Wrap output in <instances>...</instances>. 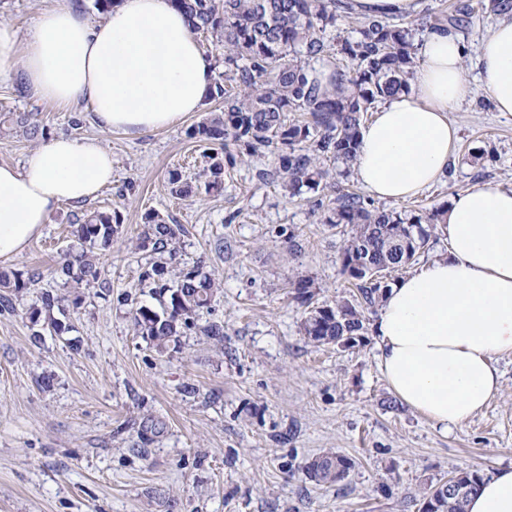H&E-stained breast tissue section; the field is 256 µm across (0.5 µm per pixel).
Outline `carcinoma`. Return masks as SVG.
Here are the masks:
<instances>
[{
    "instance_id": "cac0c4a2",
    "label": "carcinoma",
    "mask_w": 512,
    "mask_h": 512,
    "mask_svg": "<svg viewBox=\"0 0 512 512\" xmlns=\"http://www.w3.org/2000/svg\"><path fill=\"white\" fill-rule=\"evenodd\" d=\"M191 23L192 30L212 39L224 54V79L244 87L231 97L217 84L213 97L224 99V111L213 113L191 136L207 144H224L230 138L239 153L253 155L261 150L276 154L275 174L289 197L317 193L327 188L331 177L324 162L343 165L340 175L348 178L360 146L364 115L375 103L410 90L415 74V51L409 29L380 18H367L354 41H345L341 52L352 62L349 70L338 71L331 87L319 84L311 62L330 54L327 30L348 9L345 0H173ZM491 10L500 15L512 12V0H478L467 6L469 14ZM206 180L194 185L170 174L173 194L190 197L219 193L224 189L225 166L235 156L213 149ZM320 223L351 227L341 255V273L356 288L353 299L332 305L314 306L302 322L304 334L318 344L351 346L364 330L363 310L381 303L389 284L376 275L401 271L425 253L436 226L443 223L445 210L435 208L425 215L410 217L380 209L341 187L336 197L314 201ZM118 214L93 212L73 225L78 247L56 269L66 284L77 288L101 277L94 249L106 248L119 232ZM178 236V227L157 212L144 216L141 246L152 245L162 252ZM159 297L167 298L162 312L148 307L137 310L134 325L150 339L157 352L193 324L194 316L210 308L220 284L197 265L179 273L169 284L167 266L155 262L140 273ZM27 281L17 273L0 272V289L18 291ZM293 298L303 304L313 298L305 280L290 283ZM65 297L46 292L41 306L28 312L33 323H45L60 332L62 325L54 310ZM352 467L350 459L325 452L309 462L307 476L318 484L343 481ZM482 481L476 471L454 473L455 494L448 497L431 486L423 492L420 512H467L470 495Z\"/></svg>"
}]
</instances>
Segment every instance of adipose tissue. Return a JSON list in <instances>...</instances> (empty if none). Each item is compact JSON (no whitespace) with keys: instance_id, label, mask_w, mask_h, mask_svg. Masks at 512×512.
<instances>
[{"instance_id":"adipose-tissue-1","label":"adipose tissue","mask_w":512,"mask_h":512,"mask_svg":"<svg viewBox=\"0 0 512 512\" xmlns=\"http://www.w3.org/2000/svg\"><path fill=\"white\" fill-rule=\"evenodd\" d=\"M467 45L442 30L423 41L413 88L362 128L355 172L379 199L414 197L441 180L457 141L449 112L467 95ZM478 81L496 111L512 113V20L481 39ZM68 110L86 106L99 127L131 137L172 127L211 98L205 50L173 0H116L104 21L71 6L41 13L26 38L0 26V80ZM112 181L99 140L52 138L22 165H0V264L41 236L62 203L94 199ZM448 254L400 278L374 325L392 392L429 421L459 425L500 390L493 359L512 353V188L453 195ZM468 512H512V467L471 495Z\"/></svg>"}]
</instances>
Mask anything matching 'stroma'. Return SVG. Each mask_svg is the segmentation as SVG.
<instances>
[{
  "mask_svg": "<svg viewBox=\"0 0 512 512\" xmlns=\"http://www.w3.org/2000/svg\"><path fill=\"white\" fill-rule=\"evenodd\" d=\"M63 0H0V25L26 34ZM473 0H421L406 18L414 42L457 18L474 69L482 36L498 17L466 16ZM209 100L177 126L131 138L102 132L86 107L68 111L32 99L20 81L0 84V113L29 112L39 133L0 132V164L21 163L53 137L98 139L112 154V183L87 203H64L6 272L38 273L0 310V512H418L424 489L459 470L491 476L512 466V355L495 357L499 393L460 425L441 428L396 402L379 367L372 326L349 349L311 342L306 311L289 281L313 282L315 304L348 296L340 256L350 229L320 223L310 202L286 197L274 156L240 155L224 191L172 196L171 171L200 180L204 143L191 129ZM450 120L459 129L452 177L419 195L385 202L399 213L447 207L473 186L512 188V114L493 111L479 86ZM484 147L480 164L468 150ZM268 170L259 179V170ZM119 212L110 247L97 249L103 283L64 288L56 269L84 215ZM179 228L169 271L203 265L221 284L209 309L165 352L135 330L138 308L160 310L140 284L158 261L141 247L143 217ZM66 294L62 333L32 324L43 292ZM224 336H204V327ZM335 451L352 460L347 478L319 485L309 460Z\"/></svg>",
  "mask_w": 512,
  "mask_h": 512,
  "instance_id": "obj_1",
  "label": "stroma"
}]
</instances>
